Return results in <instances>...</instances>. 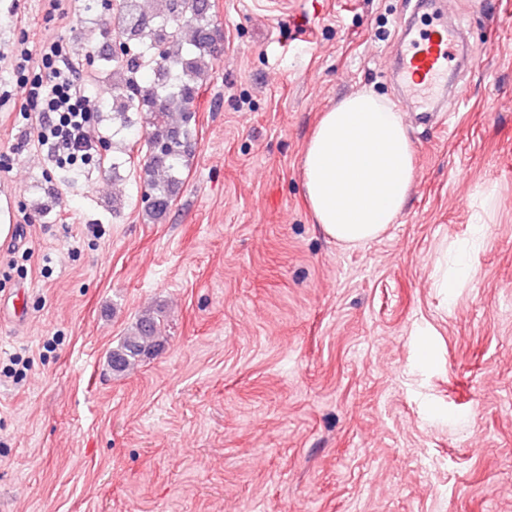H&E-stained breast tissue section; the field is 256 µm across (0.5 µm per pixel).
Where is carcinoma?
Returning a JSON list of instances; mask_svg holds the SVG:
<instances>
[{"instance_id": "obj_1", "label": "carcinoma", "mask_w": 512, "mask_h": 512, "mask_svg": "<svg viewBox=\"0 0 512 512\" xmlns=\"http://www.w3.org/2000/svg\"><path fill=\"white\" fill-rule=\"evenodd\" d=\"M112 40L104 32L84 46L100 70H112V122L130 125L128 113L146 115L141 178L153 203L144 220L166 217L182 185L195 133L194 103L214 56L211 0H157L154 12L139 0H118ZM159 316L144 312L112 350V371L121 373L156 346Z\"/></svg>"}]
</instances>
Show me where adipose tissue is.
Listing matches in <instances>:
<instances>
[{
    "label": "adipose tissue",
    "instance_id": "adipose-tissue-1",
    "mask_svg": "<svg viewBox=\"0 0 512 512\" xmlns=\"http://www.w3.org/2000/svg\"><path fill=\"white\" fill-rule=\"evenodd\" d=\"M414 172L415 152L400 112L365 90L322 112L301 162L315 223L346 246L374 240L396 223Z\"/></svg>",
    "mask_w": 512,
    "mask_h": 512
}]
</instances>
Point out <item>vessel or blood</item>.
<instances>
[{
	"mask_svg": "<svg viewBox=\"0 0 512 512\" xmlns=\"http://www.w3.org/2000/svg\"><path fill=\"white\" fill-rule=\"evenodd\" d=\"M419 8L432 22L424 28L401 22L389 50L391 79L401 90L405 111H456L465 104L467 90L463 82H449L448 73L460 61H475L479 48L468 42L464 26L449 24L446 0H419Z\"/></svg>",
	"mask_w": 512,
	"mask_h": 512,
	"instance_id": "vessel-or-blood-1",
	"label": "vessel or blood"
}]
</instances>
